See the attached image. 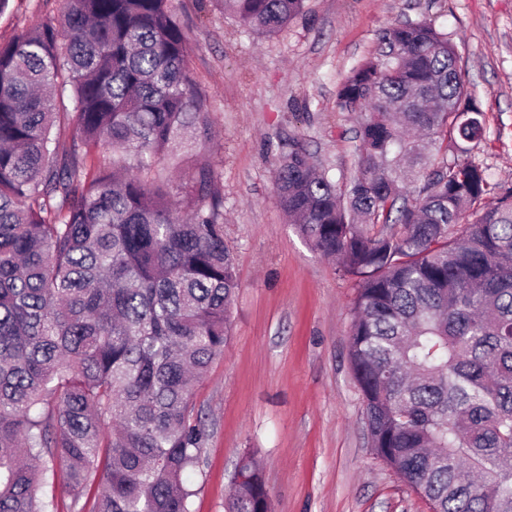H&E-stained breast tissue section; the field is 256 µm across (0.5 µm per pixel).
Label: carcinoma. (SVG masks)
Masks as SVG:
<instances>
[{
  "instance_id": "carcinoma-1",
  "label": "carcinoma",
  "mask_w": 512,
  "mask_h": 512,
  "mask_svg": "<svg viewBox=\"0 0 512 512\" xmlns=\"http://www.w3.org/2000/svg\"><path fill=\"white\" fill-rule=\"evenodd\" d=\"M222 2L268 36L304 5ZM339 108L365 114L349 182L301 144L274 180L288 223L358 279L370 446L433 512H512V188L448 159L486 134L455 45L425 21L383 29ZM212 125L172 0H62L0 44V512H49L55 460L91 512H188L209 439L193 385L239 284L210 168L183 216L145 171ZM98 148L121 157L92 170ZM237 468L225 512H274L254 456Z\"/></svg>"
}]
</instances>
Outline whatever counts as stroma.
Listing matches in <instances>:
<instances>
[{
  "label": "stroma",
  "mask_w": 512,
  "mask_h": 512,
  "mask_svg": "<svg viewBox=\"0 0 512 512\" xmlns=\"http://www.w3.org/2000/svg\"><path fill=\"white\" fill-rule=\"evenodd\" d=\"M174 4L214 123L202 157L216 176L239 282L224 354L194 388L210 436L189 476V512H225L247 453L275 512H432L369 445L349 360L357 282L289 224L274 169L297 139L331 181L350 179L358 120L340 111L339 85L376 56L382 29L425 19L456 46L483 111L486 136L469 159L512 187V0H305L273 36L244 29L220 0ZM60 7L10 0L0 43Z\"/></svg>",
  "instance_id": "stroma-1"
}]
</instances>
